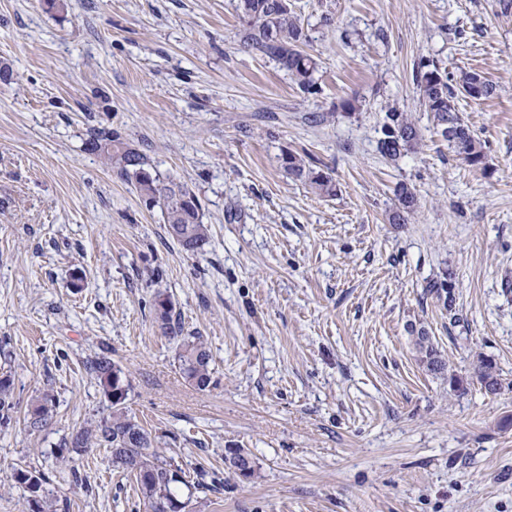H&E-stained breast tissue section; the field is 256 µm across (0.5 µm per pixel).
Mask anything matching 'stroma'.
Listing matches in <instances>:
<instances>
[{
	"label": "stroma",
	"mask_w": 512,
	"mask_h": 512,
	"mask_svg": "<svg viewBox=\"0 0 512 512\" xmlns=\"http://www.w3.org/2000/svg\"><path fill=\"white\" fill-rule=\"evenodd\" d=\"M292 3L321 61L313 95L241 48L235 0H0V365L15 377L0 512L24 508L20 467L47 476L57 512H145L107 449L55 463L63 437L111 411L86 368L99 354L157 447L218 482L187 512H512V0ZM431 61L496 87L458 100L484 169L420 104ZM392 107L421 133L394 161L377 148ZM93 126L193 190L204 253L85 150ZM286 152L329 169L335 196L289 176ZM402 183L417 206L393 224ZM159 293L207 342L209 389L182 377ZM420 327L466 391L423 365ZM484 359L499 393L477 381ZM46 389L52 417L30 431ZM228 448L251 451L254 478L225 471Z\"/></svg>",
	"instance_id": "35a3bbf8"
}]
</instances>
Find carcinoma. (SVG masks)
<instances>
[{
	"label": "carcinoma",
	"instance_id": "carcinoma-1",
	"mask_svg": "<svg viewBox=\"0 0 512 512\" xmlns=\"http://www.w3.org/2000/svg\"><path fill=\"white\" fill-rule=\"evenodd\" d=\"M236 10L240 18L253 15L246 23L241 37L242 46L255 53L269 57L286 70L300 90L312 94L316 90L314 75L318 70V59L306 51L309 39L291 0H237ZM483 87L478 99H487L495 93L496 87L481 73L464 72L453 87L448 83V73L435 63L422 66L417 77L420 103L425 111L433 113V119L441 135L453 144L454 149L466 165L485 169V145L477 140L459 117L455 103L457 94L472 97L473 85ZM419 130L407 113L398 109L385 112L378 140L379 152L391 159L413 151L419 145ZM86 150L100 153L112 161L120 176L135 181L136 188L145 203L165 209L167 220L178 218L185 236L176 238L183 250L193 248L194 253L205 251L209 244V229L203 224L200 202L195 193L184 184L160 183L159 178L148 169L145 156L138 150L119 141L112 133L92 128L85 139ZM282 165L288 175L303 180L320 196L336 195V181L322 169L309 165L305 157L287 152L282 156ZM398 206L390 216L394 224L403 223L406 216L414 211L417 198L414 189L402 184L397 189ZM154 316L164 334L174 331L172 306L168 298L159 294L155 297ZM414 346L422 356L427 369L435 374L447 370V363L435 348L432 338L421 328L414 337ZM177 360L185 381L194 388L204 391L210 387L213 355L207 343L200 336H184L178 346ZM87 368L95 377L103 394L111 399L112 414L80 428L63 439L62 451L56 455L60 463H67L64 452L86 453L93 448H106L111 453L112 467L135 477L138 493L148 512H183L185 498L193 491L205 488V473L197 480L184 479L185 472L176 464L174 457L162 454L155 448V438L125 411L127 390L120 379L112 378L113 372L122 369L107 356H97L87 361ZM481 387L492 393L502 389V382L496 367L490 360H482L477 372ZM14 378L12 372L0 369V424L10 421L9 413L14 408ZM53 394L46 390L38 395L29 411L28 426L39 431L51 417ZM227 470L244 478H251L257 472V465L251 453L245 448H227L224 454ZM11 480L23 486L28 492V512H56L47 497L45 477L28 469L17 468Z\"/></svg>",
	"mask_w": 512,
	"mask_h": 512
}]
</instances>
